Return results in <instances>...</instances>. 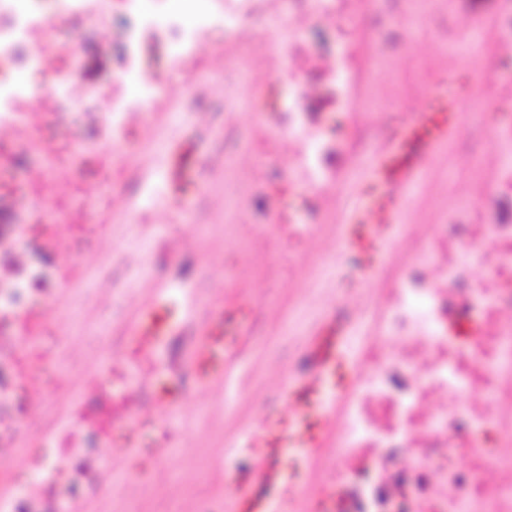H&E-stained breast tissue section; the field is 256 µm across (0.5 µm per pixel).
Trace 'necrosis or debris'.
<instances>
[{
    "label": "necrosis or debris",
    "mask_w": 512,
    "mask_h": 512,
    "mask_svg": "<svg viewBox=\"0 0 512 512\" xmlns=\"http://www.w3.org/2000/svg\"><path fill=\"white\" fill-rule=\"evenodd\" d=\"M307 57L304 78L288 100V123L301 129L294 166L313 190L338 180L339 164L366 151L328 148L307 132L321 101L348 111L356 80L347 30L336 51L308 57L301 37L290 43ZM16 203L0 197V459L12 458L42 433L35 455L0 473V512H84L88 501L111 505L116 428L157 406L167 383L187 389L185 356L199 338L197 316L209 307L200 279L187 275L196 318L122 349L137 372L135 393L114 392L98 377L62 406L56 370L68 341L63 319L84 311L86 297L57 295L82 283L81 259L99 262L114 287H128L126 263L100 248L106 224H16ZM308 231L279 225L272 258L307 262ZM487 275L473 282L475 266ZM363 304L373 311L356 350L359 374L333 431L336 451L324 464L323 490L334 512H512V163L499 167L476 220L432 225L425 243L410 242L391 278L373 283ZM39 399H32V391Z\"/></svg>",
    "instance_id": "4bbe7bcc"
}]
</instances>
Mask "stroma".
<instances>
[{"label": "stroma", "mask_w": 512, "mask_h": 512, "mask_svg": "<svg viewBox=\"0 0 512 512\" xmlns=\"http://www.w3.org/2000/svg\"><path fill=\"white\" fill-rule=\"evenodd\" d=\"M195 2L188 11L179 0H91L87 13L76 14L69 0H30L31 30L15 60L0 62V79L23 87L12 122L0 128V139L13 141L21 163L0 180L34 182L42 190L37 205L21 208L20 221L145 225L149 234L172 238L181 259L203 269L212 304L234 335L248 328L250 305L262 303L270 313L265 334L250 339L223 379L194 385L191 396L174 395L154 409V416H173L180 431L173 448L157 435L161 462L113 447V499L142 504L146 512H230L247 463L258 458L252 433L269 414L263 398H278L274 412L287 414L284 384L289 373H304L288 367L290 336L336 308L357 311L355 300L337 304L327 288L317 303L309 301L304 284L333 256L351 188L344 176L329 190L305 193L294 174L295 135L285 119L301 78L288 51L289 32L305 30L310 50L326 53L336 47L335 22L303 11L295 0H257L250 28L238 33L224 27V0ZM142 12L181 14L182 29L136 30ZM500 23L499 0H363L350 25L362 54L378 51L382 64L358 86L351 111L319 109L317 127L333 120L338 136L352 140L365 128L407 124L433 88L467 83L479 90L476 98H463L461 126L420 174L376 277L394 266L407 239L425 236L429 225L461 221L459 201L480 207L485 179L512 161L507 146L482 156L460 154L466 126L512 112V68L498 65ZM134 30L139 46L133 52ZM184 32L193 34L198 52L172 55L171 43ZM237 53L238 71L225 70V56ZM35 59L40 71L33 77L27 65ZM116 102L125 106L124 122L103 134L99 118ZM228 130L242 143L229 157ZM258 144L271 148L270 165L256 160ZM50 166L55 174L49 178ZM242 178L250 182L249 195H225V181ZM288 214L319 227L308 267L271 277L260 246L246 240L228 255L225 224H272ZM141 241L134 233L112 237L115 250L133 254L129 291H110L97 276L86 284L99 308L119 309L127 336L144 309L174 325L184 318L178 293L153 292L152 281L170 274L149 268L138 252Z\"/></svg>", "instance_id": "stroma-1"}]
</instances>
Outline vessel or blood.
Here are the masks:
<instances>
[{
  "mask_svg": "<svg viewBox=\"0 0 512 512\" xmlns=\"http://www.w3.org/2000/svg\"><path fill=\"white\" fill-rule=\"evenodd\" d=\"M461 120L456 99L434 93L414 121L401 128L356 175L357 200L346 217L344 242L364 255L367 266H374L383 254L388 229L406 202L407 187L434 146L448 138ZM210 324L209 335L200 340L194 354L196 372L207 383L222 378L225 356L232 350L223 339V317L212 314ZM358 333L355 324L342 326L333 351L317 365L314 377L306 384L289 386L293 410L255 433V444L266 459L271 479L278 481L279 491L274 495L248 493L238 499L237 512H288L291 486L302 478L299 470L289 468L288 453L307 454L323 445L334 418V403L349 382L352 338Z\"/></svg>",
  "mask_w": 512,
  "mask_h": 512,
  "instance_id": "1",
  "label": "vessel or blood"
}]
</instances>
